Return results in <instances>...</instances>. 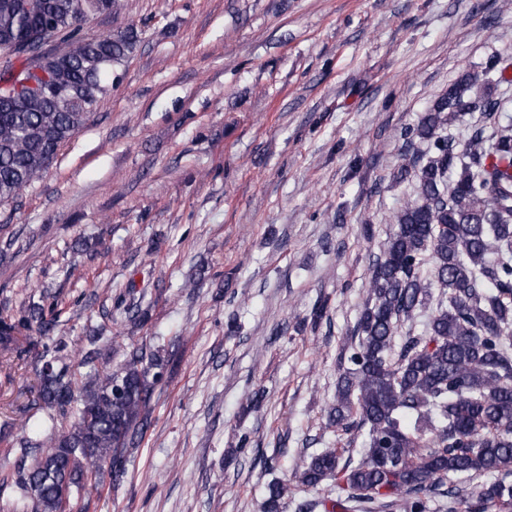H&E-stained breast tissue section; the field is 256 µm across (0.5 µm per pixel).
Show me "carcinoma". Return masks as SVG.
<instances>
[{
  "mask_svg": "<svg viewBox=\"0 0 512 512\" xmlns=\"http://www.w3.org/2000/svg\"><path fill=\"white\" fill-rule=\"evenodd\" d=\"M116 8L117 0H0V49L51 40L45 55L23 59L19 79L33 88L0 89V203L44 176L90 120L112 67L141 42L134 24L81 35ZM497 66L462 75L401 131L393 181H414V198L393 213L370 264L327 412L336 434L364 436L360 458L321 449L268 485L264 512L327 481L346 496L302 501L298 512H430L446 502L512 512V124L494 98ZM473 112L479 121L465 124ZM30 322L49 331L34 300L24 307ZM18 333L0 318V349L17 348ZM103 339L125 357L116 371L99 369L91 348L76 356L60 345L33 361L39 408L73 421L19 439L16 468L3 477L16 488L10 512H67L73 496L102 491L107 471L112 489L120 485L167 360L105 325L89 330V345ZM462 476L483 482L466 486Z\"/></svg>",
  "mask_w": 512,
  "mask_h": 512,
  "instance_id": "1",
  "label": "carcinoma"
}]
</instances>
